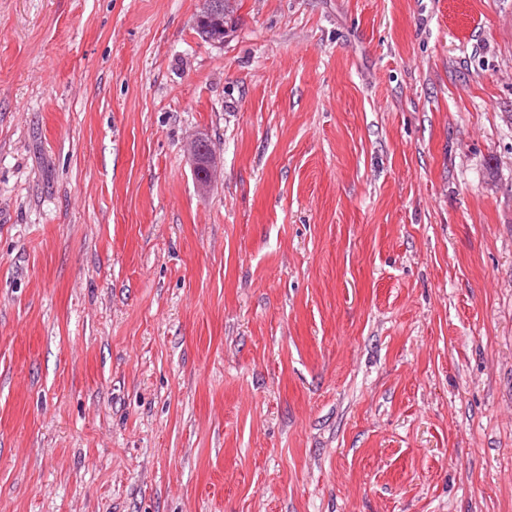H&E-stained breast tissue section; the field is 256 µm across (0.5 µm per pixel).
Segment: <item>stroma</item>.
Wrapping results in <instances>:
<instances>
[{
	"instance_id": "obj_1",
	"label": "stroma",
	"mask_w": 512,
	"mask_h": 512,
	"mask_svg": "<svg viewBox=\"0 0 512 512\" xmlns=\"http://www.w3.org/2000/svg\"><path fill=\"white\" fill-rule=\"evenodd\" d=\"M203 4L0 0V512H512V0ZM189 155L199 185L207 186L215 167L210 144L205 138L194 140L189 148Z\"/></svg>"
}]
</instances>
